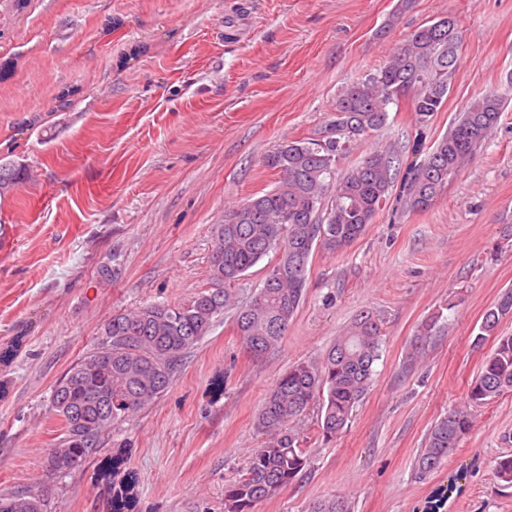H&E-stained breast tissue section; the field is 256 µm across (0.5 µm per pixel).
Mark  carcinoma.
I'll use <instances>...</instances> for the list:
<instances>
[{"mask_svg":"<svg viewBox=\"0 0 512 512\" xmlns=\"http://www.w3.org/2000/svg\"><path fill=\"white\" fill-rule=\"evenodd\" d=\"M461 47L459 29L439 21L415 30L388 60L339 92L330 119L315 138L285 141L263 164L276 171L275 186L224 212L214 228L212 287L184 304L150 303L112 315L100 329L101 346L86 352L53 386L50 411L61 418L63 437L50 449L51 470L69 472L99 447L101 434L158 399L186 354L206 336L215 316L235 305L232 286L268 259L262 288L237 307L235 324L247 350L262 357L275 350L304 300L309 260L317 248L339 252L356 241L383 210L395 217L430 207L498 125L504 101L493 91L473 98L440 138L432 124L447 103ZM410 96L413 123L383 148L368 152L345 173L339 163L387 126L389 110ZM415 155L420 160H409ZM21 179V169L0 163V195ZM512 317V289L483 314L473 344L497 337V347L467 390V403L482 406L512 390V335H498ZM382 324L360 311L317 361L288 366L265 398L255 427L268 436L241 477L224 486V512H254L308 470L301 423L317 410L323 440L348 427L369 390L379 360ZM473 427L472 413L452 409L437 420L416 460L427 478L458 448ZM28 489L0 494V512H46L45 499ZM311 512H351L348 499L332 496Z\"/></svg>","mask_w":512,"mask_h":512,"instance_id":"cac0c4a2","label":"carcinoma"}]
</instances>
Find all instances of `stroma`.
Here are the masks:
<instances>
[{
	"label": "stroma",
	"mask_w": 512,
	"mask_h": 512,
	"mask_svg": "<svg viewBox=\"0 0 512 512\" xmlns=\"http://www.w3.org/2000/svg\"><path fill=\"white\" fill-rule=\"evenodd\" d=\"M395 4L0 0V163L24 174L0 196V493L36 487L47 512H112L118 491L128 512H224L225 484L266 441L254 421L277 377L369 308L383 321L370 390L333 441L308 412L307 473L255 512L330 496L353 512H428L439 488L440 512H512L496 475L512 392L474 408L458 449L414 477L430 428L465 405L496 347L472 345L485 309L512 288V0H415L377 37ZM445 15L460 64L433 135L479 92L509 101L471 163L429 208L379 213L345 251L315 250L274 352L252 357L225 310L155 403L112 425L86 464L52 471V387L101 326L208 287L213 225L275 185L264 157L319 132L343 87Z\"/></svg>",
	"instance_id": "35a3bbf8"
}]
</instances>
